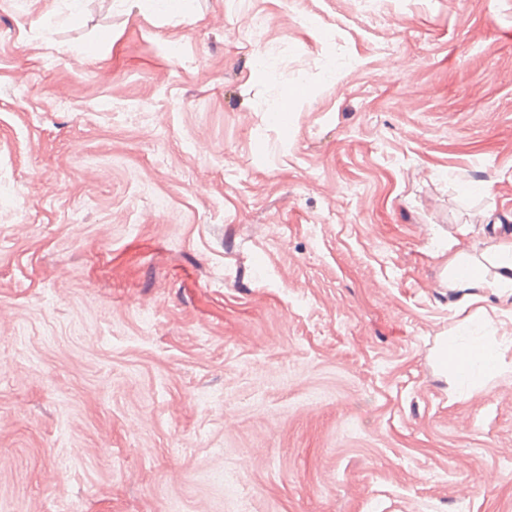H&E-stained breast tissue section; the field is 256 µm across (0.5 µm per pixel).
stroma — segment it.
Segmentation results:
<instances>
[{
  "mask_svg": "<svg viewBox=\"0 0 512 512\" xmlns=\"http://www.w3.org/2000/svg\"><path fill=\"white\" fill-rule=\"evenodd\" d=\"M189 4L0 0V512H512V0ZM485 262L492 268L491 280L487 278L489 269ZM448 268V286L463 293L472 302L480 298L472 293L479 288H496L505 293L512 292V240H503L484 253L481 258L473 257L465 252H456L445 261ZM445 354L450 369L465 382L490 379L497 372V353L480 336L448 341Z\"/></svg>",
  "mask_w": 512,
  "mask_h": 512,
  "instance_id": "obj_1",
  "label": "stroma"
}]
</instances>
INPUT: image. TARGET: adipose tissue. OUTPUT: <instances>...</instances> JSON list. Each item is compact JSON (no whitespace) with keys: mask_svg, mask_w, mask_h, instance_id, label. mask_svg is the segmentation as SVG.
<instances>
[{"mask_svg":"<svg viewBox=\"0 0 512 512\" xmlns=\"http://www.w3.org/2000/svg\"><path fill=\"white\" fill-rule=\"evenodd\" d=\"M448 285L463 295L479 288H494L512 292V240L501 241L481 257L464 252L449 256ZM446 362L456 376L473 382L492 378L497 371V353L482 337L467 336L450 340L445 350Z\"/></svg>","mask_w":512,"mask_h":512,"instance_id":"adipose-tissue-1","label":"adipose tissue"}]
</instances>
